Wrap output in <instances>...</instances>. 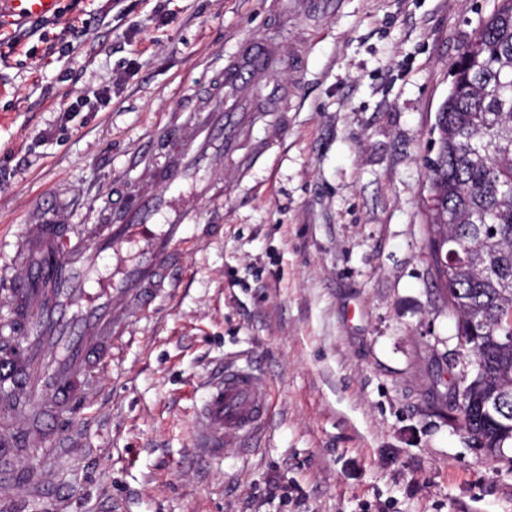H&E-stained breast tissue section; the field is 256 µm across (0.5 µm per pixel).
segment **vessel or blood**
I'll list each match as a JSON object with an SVG mask.
<instances>
[{
    "mask_svg": "<svg viewBox=\"0 0 512 512\" xmlns=\"http://www.w3.org/2000/svg\"><path fill=\"white\" fill-rule=\"evenodd\" d=\"M7 2L14 15L38 18L55 13L58 0ZM270 2L285 22L324 0ZM281 62L275 41L241 40L197 111L159 123L138 155V176L113 184L111 211L80 226L44 211L20 226L13 256L0 265V446L42 457L26 477L29 492L48 494L52 461L73 454L67 417L101 387L135 328L174 287L189 229L213 232L197 201L211 196L225 161L237 159L247 177L285 139L288 94L265 83ZM149 184L156 192H146ZM269 406L258 371L225 362L192 419L193 448L220 461L225 445L264 431Z\"/></svg>",
    "mask_w": 512,
    "mask_h": 512,
    "instance_id": "1",
    "label": "vessel or blood"
}]
</instances>
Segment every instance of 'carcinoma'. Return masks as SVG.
Masks as SVG:
<instances>
[{
  "mask_svg": "<svg viewBox=\"0 0 512 512\" xmlns=\"http://www.w3.org/2000/svg\"><path fill=\"white\" fill-rule=\"evenodd\" d=\"M440 113L428 228L459 257L435 272L458 318L460 352L481 364L449 389L461 429L489 457L512 444V343L501 341L512 335V0H500L463 47ZM491 396L501 410L486 418Z\"/></svg>",
  "mask_w": 512,
  "mask_h": 512,
  "instance_id": "1",
  "label": "carcinoma"
}]
</instances>
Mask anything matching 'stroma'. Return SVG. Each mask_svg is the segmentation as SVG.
Segmentation results:
<instances>
[{"label": "stroma", "mask_w": 512, "mask_h": 512, "mask_svg": "<svg viewBox=\"0 0 512 512\" xmlns=\"http://www.w3.org/2000/svg\"><path fill=\"white\" fill-rule=\"evenodd\" d=\"M497 0H329L281 23L268 0H59L40 31L0 16V254L41 195L84 223L209 68L276 35L288 134L231 195L218 236L89 398L80 455L46 500L0 512H512V447L486 457L448 413L460 338L428 250V165L451 67ZM110 101L69 111L76 97ZM248 360L273 411L251 455L194 454L203 382Z\"/></svg>", "instance_id": "obj_1"}]
</instances>
